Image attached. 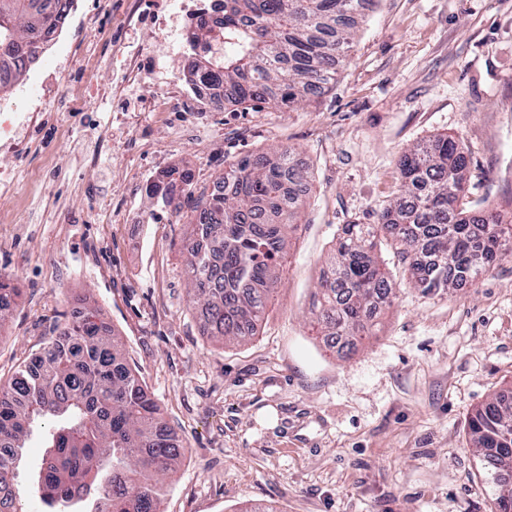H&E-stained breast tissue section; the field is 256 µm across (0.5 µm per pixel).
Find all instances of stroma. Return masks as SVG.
<instances>
[{
  "mask_svg": "<svg viewBox=\"0 0 512 512\" xmlns=\"http://www.w3.org/2000/svg\"><path fill=\"white\" fill-rule=\"evenodd\" d=\"M99 26L94 67L76 52L64 62L83 111L46 113L45 151L0 153L16 172L0 193V278L22 290L0 325V385L89 307L186 447L164 512H493L468 423L512 388V258L475 287L425 295L380 242L396 296L345 354L315 335L310 310L342 225L376 222L413 145L456 138L464 208L512 215V0H378L335 83L276 111L172 101L189 52L128 78L125 59L154 34L135 0H112ZM281 148L309 168V196L257 336L226 343L189 303L184 203L157 206L147 181L187 169L207 194L225 165ZM44 454L38 436L23 450V512H47Z\"/></svg>",
  "mask_w": 512,
  "mask_h": 512,
  "instance_id": "35a3bbf8",
  "label": "stroma"
}]
</instances>
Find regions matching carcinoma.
I'll use <instances>...</instances> for the list:
<instances>
[{
	"instance_id": "cac0c4a2",
	"label": "carcinoma",
	"mask_w": 512,
	"mask_h": 512,
	"mask_svg": "<svg viewBox=\"0 0 512 512\" xmlns=\"http://www.w3.org/2000/svg\"><path fill=\"white\" fill-rule=\"evenodd\" d=\"M68 0H0V96L37 56L33 37L49 32ZM361 0H224V23L196 41L206 51L192 83H217L232 105L270 109L325 92L347 57L362 15ZM468 157L451 136L437 135L402 153L399 194L375 224H344L331 272L317 285L312 321L323 336L353 341L373 332V312L392 303L395 286L377 245L398 247L410 282L425 295L475 285L512 257V224L501 212L460 206ZM309 173L286 149L247 155L228 164L206 197H193L192 175L173 170L147 184L167 207L185 198L192 231L185 250L193 308L210 335L244 342L257 335L287 239L298 229ZM21 289L0 279V324ZM65 341H54L23 363L0 387V490L14 487L26 439L44 429L46 453L38 473L52 512H162L163 477L185 448L163 419L145 381L130 365L120 336L88 309L69 319ZM472 447L489 482L502 488L496 504L512 500V389L469 420Z\"/></svg>"
}]
</instances>
